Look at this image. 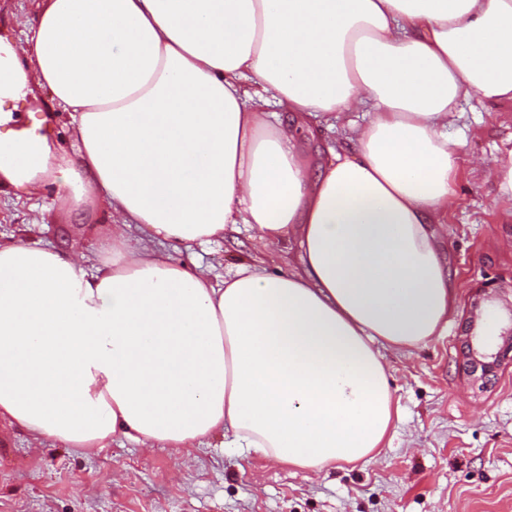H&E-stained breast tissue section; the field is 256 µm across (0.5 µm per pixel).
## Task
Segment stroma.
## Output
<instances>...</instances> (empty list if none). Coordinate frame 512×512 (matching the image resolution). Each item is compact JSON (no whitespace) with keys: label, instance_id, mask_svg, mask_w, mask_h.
Listing matches in <instances>:
<instances>
[{"label":"stroma","instance_id":"stroma-1","mask_svg":"<svg viewBox=\"0 0 512 512\" xmlns=\"http://www.w3.org/2000/svg\"><path fill=\"white\" fill-rule=\"evenodd\" d=\"M34 20L31 0H0V46H20ZM448 140L460 164L441 239L457 305L441 336L385 350L400 415L378 455L313 473L235 448H142L121 437L86 456L14 429L0 436V512H512V364L487 382L467 374L461 355L484 283L512 286V215L472 165L512 152V103L468 97ZM52 204L48 191L1 189L0 236L69 249L78 227L43 223ZM261 255L243 224L181 258L221 277Z\"/></svg>","mask_w":512,"mask_h":512}]
</instances>
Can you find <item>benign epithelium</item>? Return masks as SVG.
I'll use <instances>...</instances> for the list:
<instances>
[{
	"label": "benign epithelium",
	"instance_id": "7a95c632",
	"mask_svg": "<svg viewBox=\"0 0 512 512\" xmlns=\"http://www.w3.org/2000/svg\"><path fill=\"white\" fill-rule=\"evenodd\" d=\"M496 324L499 329L495 342L490 336L477 329V324ZM463 366L471 375L480 373V378L491 380L497 374L502 364L512 361V307L508 309V316L499 319L491 307L480 310L478 320L470 322L462 344Z\"/></svg>",
	"mask_w": 512,
	"mask_h": 512
}]
</instances>
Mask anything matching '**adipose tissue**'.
<instances>
[{"label":"adipose tissue","instance_id":"adipose-tissue-1","mask_svg":"<svg viewBox=\"0 0 512 512\" xmlns=\"http://www.w3.org/2000/svg\"><path fill=\"white\" fill-rule=\"evenodd\" d=\"M33 2L0 100L48 92L75 148L0 134V186L53 188L95 264L0 239V423L85 454L221 437L311 472L379 453L382 348L456 306L445 130L469 94L512 101V0ZM319 116L343 133L315 164L294 130ZM238 224L296 260L216 281L176 258Z\"/></svg>","mask_w":512,"mask_h":512}]
</instances>
